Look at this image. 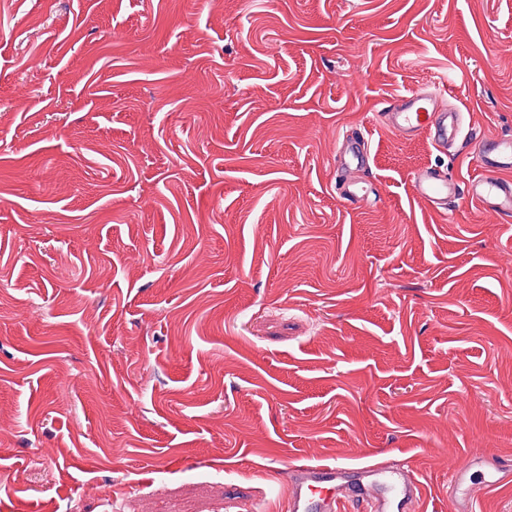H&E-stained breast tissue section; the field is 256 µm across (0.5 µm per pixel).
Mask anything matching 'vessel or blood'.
Segmentation results:
<instances>
[{"mask_svg": "<svg viewBox=\"0 0 512 512\" xmlns=\"http://www.w3.org/2000/svg\"><path fill=\"white\" fill-rule=\"evenodd\" d=\"M440 88L413 91L388 101L382 117L406 138L423 136L437 149H447L463 131V114L444 108ZM482 173L460 183L427 166L412 176L415 198L432 208L443 209L460 195H467L486 212L512 216V137L492 141L473 139ZM370 165L366 146L343 140L336 154V170L345 173ZM342 200L361 207L374 202L376 193L354 182L340 187ZM512 484V464L473 454L454 467L448 487L457 512H473L475 487L492 490ZM421 483L405 460L357 465L333 463L297 464L286 491L288 512H418Z\"/></svg>", "mask_w": 512, "mask_h": 512, "instance_id": "b4317fda", "label": "vessel or blood"}]
</instances>
